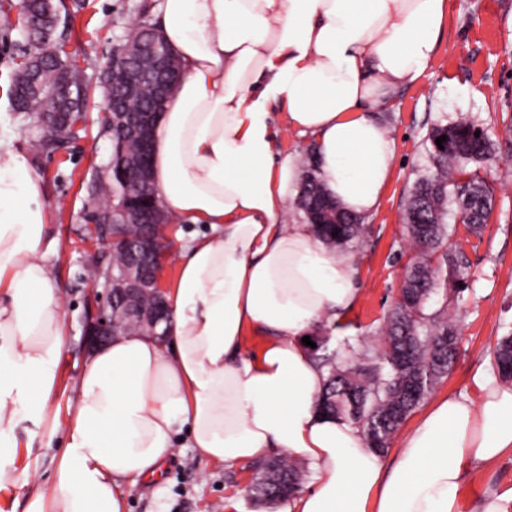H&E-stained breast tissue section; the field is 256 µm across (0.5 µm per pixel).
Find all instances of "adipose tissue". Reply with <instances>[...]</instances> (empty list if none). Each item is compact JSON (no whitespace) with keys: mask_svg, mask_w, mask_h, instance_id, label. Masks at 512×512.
Segmentation results:
<instances>
[{"mask_svg":"<svg viewBox=\"0 0 512 512\" xmlns=\"http://www.w3.org/2000/svg\"><path fill=\"white\" fill-rule=\"evenodd\" d=\"M449 19V0H160L155 26L183 78L162 106L151 176L171 223L208 231L178 246L165 337L98 347L64 423L41 182L27 153H0V491L27 484L6 457L31 417L66 439L24 512H126L119 484L157 476L182 433L228 467L274 452L306 464L311 490L278 512H461L466 469L512 454V383L488 376L479 401L437 400L387 470L357 427L323 415L324 374L303 338L351 310L356 269L310 225L285 222L299 171L278 149L283 130L310 137L330 196L376 212L395 154L377 112L424 74ZM251 336L262 343L249 354Z\"/></svg>","mask_w":512,"mask_h":512,"instance_id":"obj_1","label":"adipose tissue"}]
</instances>
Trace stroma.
<instances>
[{
	"label": "stroma",
	"mask_w": 512,
	"mask_h": 512,
	"mask_svg": "<svg viewBox=\"0 0 512 512\" xmlns=\"http://www.w3.org/2000/svg\"><path fill=\"white\" fill-rule=\"evenodd\" d=\"M158 0H85L64 33L66 48L81 70L86 89L85 117L75 143L34 157L46 205L45 243L53 254V277L62 290V324L67 345L60 362L61 385L55 401L67 406L90 354L83 329L94 313L92 284L84 277L89 249L87 185L108 163L112 143L102 130L100 75L130 27L153 22ZM27 41L19 34L0 39V141L30 150L38 136L31 120L14 112L7 97L10 75ZM481 124L495 144L478 172L494 193V210L481 236L457 233L448 248L462 249L468 261V288L449 296L446 314L462 341L456 361L435 395L477 399V380L489 376L491 350L512 331V0H452L450 20L424 73L394 96L381 117L396 145L392 179L379 209L363 220L364 234L350 251L357 271L359 299L347 329L333 332L331 347L374 335L394 304L401 274L413 253L403 232L407 200L418 178L431 167L424 140L440 117ZM65 432L49 433L33 420L14 430L15 464L27 470L31 485H48ZM248 474L201 457L180 438L159 479L121 484L128 512H224V499L240 494L241 512H274L246 490ZM512 487V456L491 467L468 470L462 480L461 512Z\"/></svg>",
	"instance_id": "obj_1"
}]
</instances>
